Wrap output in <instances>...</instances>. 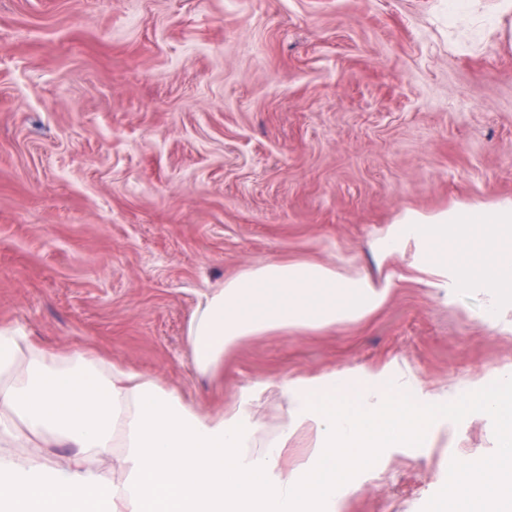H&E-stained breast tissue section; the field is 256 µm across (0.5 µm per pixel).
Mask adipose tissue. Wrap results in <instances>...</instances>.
I'll list each match as a JSON object with an SVG mask.
<instances>
[{"label":"adipose tissue","mask_w":512,"mask_h":512,"mask_svg":"<svg viewBox=\"0 0 512 512\" xmlns=\"http://www.w3.org/2000/svg\"><path fill=\"white\" fill-rule=\"evenodd\" d=\"M380 261L412 252L427 286L486 294V319L512 334V200L402 211L373 239ZM395 274L341 272L320 262L255 264L204 293L187 324L192 364L215 377L256 336L322 330L380 309ZM286 403L261 452V396ZM481 413L498 454L461 458L434 512H512V366L495 388L448 397L391 365L288 377L245 389L220 412L93 349L51 351L0 323V512H316L351 493V470L380 448L425 439L435 415ZM307 437V458L281 459ZM66 448V460L51 449Z\"/></svg>","instance_id":"adipose-tissue-1"}]
</instances>
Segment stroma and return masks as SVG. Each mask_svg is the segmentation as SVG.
Returning <instances> with one entry per match:
<instances>
[{"mask_svg":"<svg viewBox=\"0 0 512 512\" xmlns=\"http://www.w3.org/2000/svg\"><path fill=\"white\" fill-rule=\"evenodd\" d=\"M473 0H0V322L92 346L217 410L255 384L390 360L493 388L483 295L405 270L370 317L252 338L211 378L200 295L268 260L376 271L406 209L512 199V17ZM494 421L444 419L353 471L341 512H432Z\"/></svg>","mask_w":512,"mask_h":512,"instance_id":"1","label":"stroma"}]
</instances>
